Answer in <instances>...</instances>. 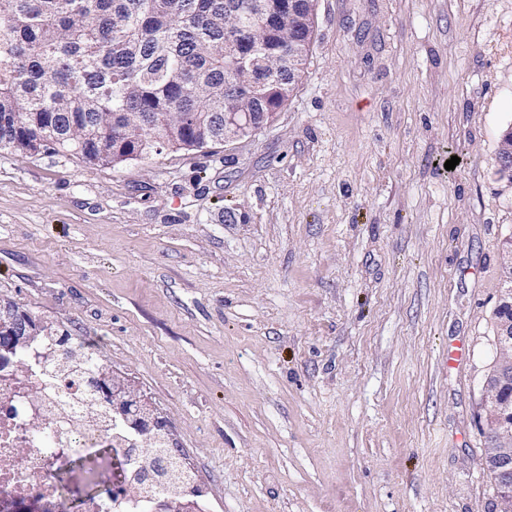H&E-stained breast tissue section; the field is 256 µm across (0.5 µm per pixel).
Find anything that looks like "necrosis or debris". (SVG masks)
<instances>
[{"mask_svg": "<svg viewBox=\"0 0 512 512\" xmlns=\"http://www.w3.org/2000/svg\"><path fill=\"white\" fill-rule=\"evenodd\" d=\"M61 352L53 339L22 356L17 375L0 374V512L53 504L55 474L72 455L115 448L124 462L118 500L89 499L85 512H147L137 474L136 439L112 424L100 396L77 376L55 373Z\"/></svg>", "mask_w": 512, "mask_h": 512, "instance_id": "necrosis-or-debris-1", "label": "necrosis or debris"}]
</instances>
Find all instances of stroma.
<instances>
[{
	"label": "stroma",
	"mask_w": 512,
	"mask_h": 512,
	"mask_svg": "<svg viewBox=\"0 0 512 512\" xmlns=\"http://www.w3.org/2000/svg\"><path fill=\"white\" fill-rule=\"evenodd\" d=\"M511 126L512 0H318L255 135L117 166L0 150V297L134 381L207 512H498ZM66 480L65 512L112 494ZM502 264V286L494 308L497 356L483 383L488 444L483 458L495 478L499 512L512 511V237Z\"/></svg>",
	"instance_id": "35a3bbf8"
}]
</instances>
